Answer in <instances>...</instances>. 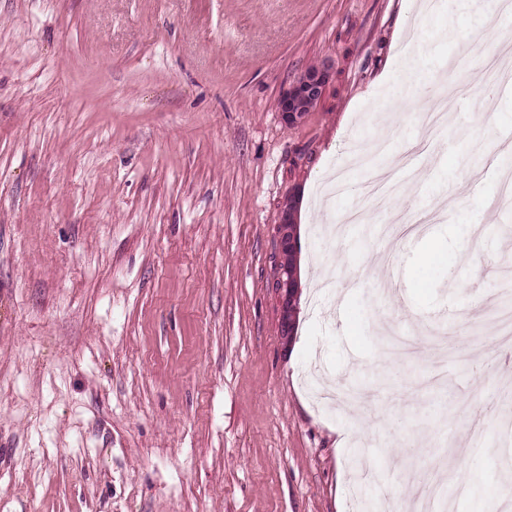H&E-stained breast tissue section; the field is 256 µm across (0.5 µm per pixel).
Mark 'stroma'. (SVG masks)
Here are the masks:
<instances>
[{
	"mask_svg": "<svg viewBox=\"0 0 512 512\" xmlns=\"http://www.w3.org/2000/svg\"><path fill=\"white\" fill-rule=\"evenodd\" d=\"M438 2L0 0V512H402L437 455L484 483L453 512H512L490 323L512 208L489 165L512 112L463 95L410 178L426 106L397 111L379 80L429 91L468 59L485 0ZM321 65L287 124L283 90ZM382 135L395 191L339 224L368 177L352 148ZM443 199L448 258L423 268L422 231L385 227ZM296 204L286 342L273 227ZM356 377L361 408L317 399ZM329 80L328 68L323 66L306 71L296 82L290 85L281 95L280 112L284 120L290 124L300 121L297 107L300 103L315 106L321 99Z\"/></svg>",
	"mask_w": 512,
	"mask_h": 512,
	"instance_id": "35a3bbf8",
	"label": "stroma"
}]
</instances>
